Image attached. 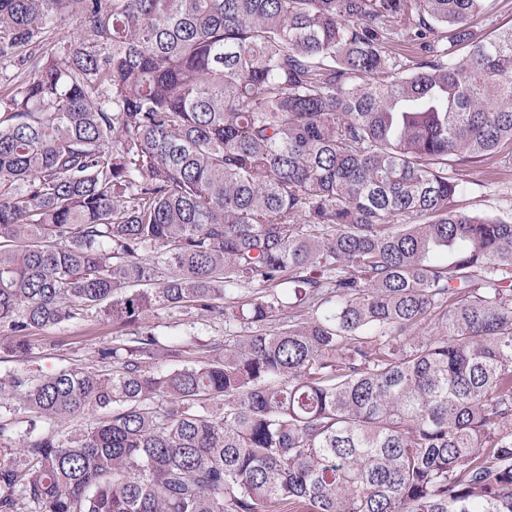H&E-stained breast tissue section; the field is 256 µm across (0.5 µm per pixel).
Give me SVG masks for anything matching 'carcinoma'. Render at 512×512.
Wrapping results in <instances>:
<instances>
[{
  "label": "carcinoma",
  "instance_id": "obj_1",
  "mask_svg": "<svg viewBox=\"0 0 512 512\" xmlns=\"http://www.w3.org/2000/svg\"><path fill=\"white\" fill-rule=\"evenodd\" d=\"M485 2L0 0V59L89 36L0 111V353L123 330L0 372V512H512V220L455 207L512 157ZM183 308L264 331L193 356L144 324ZM84 31L80 28V23L75 19L71 18L62 22L52 33L51 41L52 45L67 46L74 44V42L83 39ZM89 321L65 324L58 328L41 330L28 337L29 353L22 358L0 362V369L43 371L63 367L101 365L98 352L112 345L117 334L111 321L89 317Z\"/></svg>",
  "mask_w": 512,
  "mask_h": 512
}]
</instances>
